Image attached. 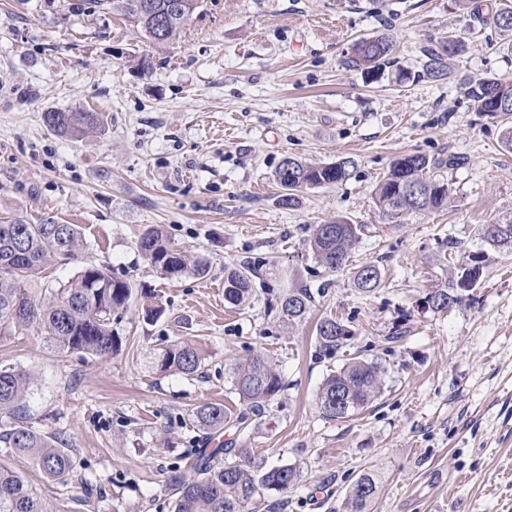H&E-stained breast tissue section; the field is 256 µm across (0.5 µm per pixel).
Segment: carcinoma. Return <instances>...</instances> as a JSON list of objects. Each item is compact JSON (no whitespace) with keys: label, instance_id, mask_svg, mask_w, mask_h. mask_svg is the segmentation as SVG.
<instances>
[{"label":"carcinoma","instance_id":"cac0c4a2","mask_svg":"<svg viewBox=\"0 0 512 512\" xmlns=\"http://www.w3.org/2000/svg\"><path fill=\"white\" fill-rule=\"evenodd\" d=\"M177 0H112V9L135 20L146 37L156 46L170 43L199 7L197 0H187L190 7L173 14L167 6ZM166 21L161 40L153 39L158 19ZM489 20L500 30H512V7L495 11ZM394 44L384 33L356 41L350 62L371 81L384 77L391 63ZM463 51V41L456 35L431 39L420 48L423 71L431 79L452 75V65ZM464 95L474 111L497 117L512 116V84L497 79L473 78L464 84ZM44 122L61 136L83 137L99 130L97 112L48 111ZM353 160L341 159L329 164H313L294 157L283 158L273 178L281 189L278 203L292 208L297 193L343 182L351 175ZM441 164L424 154L404 155L390 165L388 172L373 188L374 202L391 223L416 212L442 211L448 208L451 187L435 175ZM360 226L340 220L318 224L309 239L311 251L325 269H342L358 240ZM486 242L493 247L512 248V219L483 226ZM82 235L76 224H58L46 220L27 224L21 220L0 221V343L35 329L57 354L82 353L104 357L122 344L117 330L118 318L127 309L133 295L132 284L112 276L104 266L88 265L49 293L32 287L41 269L52 262L70 260L81 250ZM137 249L166 280L185 275L204 277L209 262L201 255H191L168 241L159 225L147 228L139 237ZM259 269L248 262L224 277V300L244 306L252 299V278ZM480 277V266L463 270L457 282L438 288L431 295L443 300L472 290ZM381 279L378 267L366 265L355 276L363 293L374 291ZM314 301L309 288L290 289L278 300L276 315L292 326L306 319ZM352 329L343 321L325 317L316 326V350L319 357L332 358L348 347ZM204 353L195 341L178 338L160 348L153 365L161 374L191 377L201 368ZM385 367L376 360L358 354L330 373L317 393L321 416L330 421L345 419L366 408L383 390ZM30 374L14 367H0V443L11 452L29 458L49 479L62 480L77 468V458L57 437L29 425L28 398ZM233 390L246 409L232 413L221 403L198 406L190 415L192 426L206 433L224 429L232 423L247 427L250 415L258 416L284 388L281 375L260 355L232 369ZM232 449L200 448L192 468L195 476L185 478L172 470L170 486L174 491L172 512H251L270 491L286 493L298 479L292 464L263 470L249 463H222L220 458ZM377 475L365 471L351 484L348 492L350 512H369L376 497ZM0 512H80L59 502L48 501L19 474L0 464Z\"/></svg>","mask_w":512,"mask_h":512}]
</instances>
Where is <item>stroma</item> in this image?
I'll return each instance as SVG.
<instances>
[{
  "label": "stroma",
  "instance_id": "1",
  "mask_svg": "<svg viewBox=\"0 0 512 512\" xmlns=\"http://www.w3.org/2000/svg\"><path fill=\"white\" fill-rule=\"evenodd\" d=\"M500 0H201L182 35L164 47L110 0H0V220L79 225L78 258L39 275L58 287L83 266L154 289L163 316L143 320L133 295L118 325V352L58 355L36 331L0 344V364L32 372L34 428L73 448L78 466L50 480L0 448L6 464L48 499L80 512H171L169 475L192 477L187 454L202 433L188 418L205 403L234 412L232 368L264 356L286 388L224 443L257 464L296 465L284 512H348L349 486L377 469L373 512H512V250L490 248L482 227L512 216V149L506 121L475 112L459 82L512 83V32L482 24ZM392 36L379 81L348 66L355 41ZM465 42L452 77L421 76L420 47ZM155 67L139 68L142 56ZM415 73L400 83L398 71ZM99 113V133L60 136L43 115ZM455 156L440 174L454 187L442 212L390 223L371 192L397 158ZM287 156L353 159L345 182L279 205L273 174ZM360 225L347 266H320L315 225ZM206 257V277L159 278L138 251L150 226ZM482 275L451 311L422 305L456 280L471 257ZM262 264L250 306L224 300V275ZM381 281L355 286L365 265ZM290 288L316 290L307 319L281 323L270 307ZM326 316L355 331L349 352L386 368L383 391L346 419L321 417L316 393L342 357L316 356ZM177 336L205 353L198 374L154 371L150 358Z\"/></svg>",
  "mask_w": 512,
  "mask_h": 512
}]
</instances>
